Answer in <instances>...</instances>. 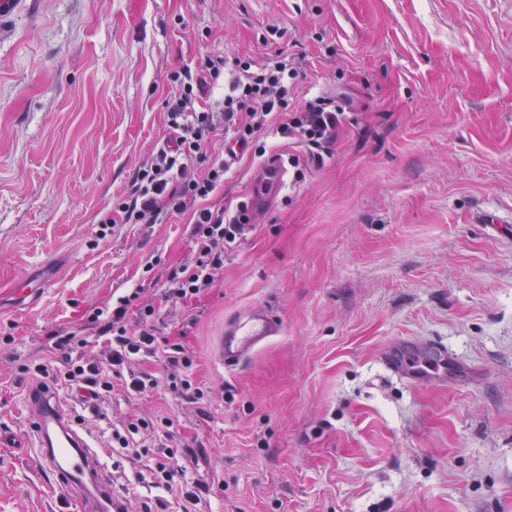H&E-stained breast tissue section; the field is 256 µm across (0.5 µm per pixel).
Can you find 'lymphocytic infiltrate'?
Listing matches in <instances>:
<instances>
[{"mask_svg":"<svg viewBox=\"0 0 512 512\" xmlns=\"http://www.w3.org/2000/svg\"><path fill=\"white\" fill-rule=\"evenodd\" d=\"M227 68L236 71V78L229 82L221 102L207 104L205 92ZM298 75L295 67L282 60L259 64L219 55L203 56L195 67L170 74L172 93L164 105L174 141L136 169L129 194L112 205L126 224H151L163 213H190L196 249L191 261L172 271L169 296L192 300L211 288L224 266L226 245L234 243L241 226L251 221L247 203L238 204L231 213L206 204L223 188L228 172L223 160L207 153L217 132L253 147L258 158L266 154L260 143L266 134L297 139L318 161L335 140L346 115L332 99L314 96L299 109H291L290 96ZM132 306L138 307L145 322L155 315L154 306L142 301L139 292L120 297L111 315L99 322L100 334L107 341L106 360L87 354V339L70 332L51 343L53 350L63 354L62 369L52 373L47 365L35 363L25 366V373L38 380L68 384L95 397L112 392L131 355L151 348L156 341L150 328L129 327L126 316ZM151 474L155 487L181 499L182 512H196L207 488L184 484L185 470L174 450L155 458Z\"/></svg>","mask_w":512,"mask_h":512,"instance_id":"obj_1","label":"lymphocytic infiltrate"}]
</instances>
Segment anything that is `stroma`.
<instances>
[{
  "label": "stroma",
  "mask_w": 512,
  "mask_h": 512,
  "mask_svg": "<svg viewBox=\"0 0 512 512\" xmlns=\"http://www.w3.org/2000/svg\"><path fill=\"white\" fill-rule=\"evenodd\" d=\"M211 53L288 59L295 105L332 96L351 119L185 304L165 291L187 217L98 230L169 133V74ZM263 166L238 156L210 205L249 200ZM136 290L203 399L160 353L130 365L151 391L57 387L136 500L157 494L148 460L112 430L160 413L209 488L198 512H512V0H18L0 19V430L27 438L21 368H61L51 335L96 340L95 308ZM255 304L283 332L224 370L215 338ZM401 338L444 344L458 374L406 383L382 360ZM0 512L70 510L0 447Z\"/></svg>",
  "instance_id": "1"
}]
</instances>
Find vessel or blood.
Masks as SVG:
<instances>
[{
  "instance_id": "obj_1",
  "label": "vessel or blood",
  "mask_w": 512,
  "mask_h": 512,
  "mask_svg": "<svg viewBox=\"0 0 512 512\" xmlns=\"http://www.w3.org/2000/svg\"><path fill=\"white\" fill-rule=\"evenodd\" d=\"M280 333L281 323L267 307L245 308L225 319L215 342V359L222 367L234 369ZM451 359L445 345H421L411 339L395 342L383 355L387 368L412 384L440 383L448 375ZM26 402L33 421L30 445L44 471L67 486L76 512H122L125 498L113 490L104 464L76 429L61 398L34 386Z\"/></svg>"
}]
</instances>
